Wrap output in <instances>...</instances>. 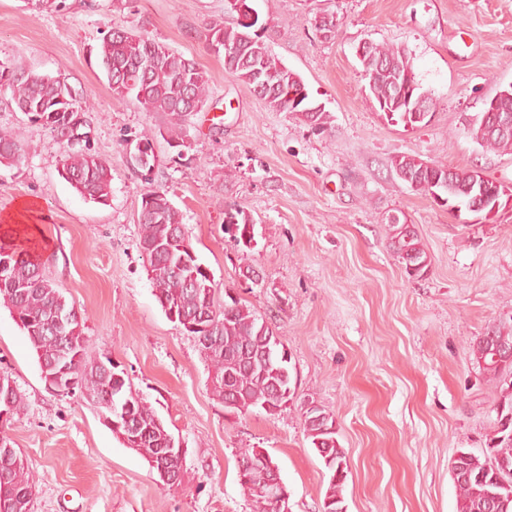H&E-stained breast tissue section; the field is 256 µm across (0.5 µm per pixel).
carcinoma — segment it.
Masks as SVG:
<instances>
[{
  "label": "carcinoma",
  "instance_id": "1",
  "mask_svg": "<svg viewBox=\"0 0 512 512\" xmlns=\"http://www.w3.org/2000/svg\"><path fill=\"white\" fill-rule=\"evenodd\" d=\"M252 0H234L230 6L232 21L211 23L206 28L205 40L210 51L224 57V70L243 82L253 93L275 112H289L310 128L324 132L331 127V113L318 110L317 116L310 109L318 102L310 95L299 74L288 68L271 51L265 33L268 22L259 18L245 22L255 11ZM98 56L112 90L123 98L139 103L146 111L162 113L168 117L164 129L143 132L139 143L145 148L146 161L138 163L143 170H151L154 160L152 140L160 135L168 146L182 157L191 145L186 143L187 112L179 100L181 87H187L204 106L210 98L208 80L196 62L169 50L143 32L115 29L107 30L99 44ZM368 79L369 96L381 113L393 123L416 126L413 121L414 99L402 90L403 79L412 75L414 94L426 92L407 52L388 43H368L360 57ZM140 74L142 78L129 83L117 78V73ZM0 91L9 94L7 104L23 113L31 123L48 130L54 137H66V150L61 159L59 176L84 200L106 204L112 192V168L92 150L90 139L93 129L92 111L88 96L77 100V93L62 75L51 76L33 69L21 60L0 61ZM498 112L512 116V88L494 95ZM84 116V123L69 129L76 115ZM482 114L469 123L467 132L485 150L495 153H512V131L489 136L482 128ZM25 158V142L21 130L0 131V167H12ZM396 175L409 174L414 181L409 188L425 195L439 194L443 205L466 206L472 197L479 178L475 170H448L436 161L426 162L412 155H398L391 161ZM224 217L234 219V227L224 228V233L237 242L253 229L252 220L243 212H224ZM140 233L137 246L144 259V269L152 284L155 297L163 311L175 307L189 319L201 313L215 315V327L208 342L200 341L197 330L182 326L197 338L200 356L209 373L210 392L223 404L234 400L232 411L247 412L255 407L275 414L292 400L278 396L276 387L287 391L291 381H282L281 372H290L291 357L282 343L275 344L277 359L266 373L260 375L249 369L246 349L257 346L260 336L278 339L277 333L263 317L257 315L241 300L229 297L220 304L216 299V284L198 257L190 254V240L179 236L183 214L160 188H150L142 196ZM390 247L403 264L406 274L419 278L427 273L430 258L412 224H389ZM9 262L13 273L10 281L0 282V305L6 307L15 322L28 338L38 364L50 363L58 358L60 347L50 331L56 310H72L58 285L39 273L45 262L41 255L19 244L0 241V262ZM84 318L74 319L65 325L64 334L70 336L73 352L79 354L73 363L75 386L101 402L108 396L130 399L134 403V422L138 424L141 438L131 446L148 461L166 447L169 430L142 396H133L122 369L112 371L120 378L109 377L103 361L88 358ZM492 336H480L473 343L472 354L476 363L495 385L498 394L497 419L493 431L486 435L484 447L476 454L464 449L457 452L452 470L456 489L455 512H512V361L495 358V347L502 343L512 345V325L500 323L491 328ZM9 399L7 409L14 414L23 407L19 389L0 391V404ZM304 427L312 448L322 459L329 473L323 500V512H338L343 508L342 496L348 471L343 467L344 451L336 432L332 430L335 419L317 405L312 409L302 407ZM242 459L251 460L250 466L239 478L251 512H277L270 497L260 495L256 489L266 485L270 467L258 457L256 448H243ZM34 490V481L26 460L20 452L9 459L0 456V500L17 499Z\"/></svg>",
  "mask_w": 512,
  "mask_h": 512
}]
</instances>
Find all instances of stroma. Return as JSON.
I'll use <instances>...</instances> for the list:
<instances>
[{"label": "stroma", "mask_w": 512, "mask_h": 512, "mask_svg": "<svg viewBox=\"0 0 512 512\" xmlns=\"http://www.w3.org/2000/svg\"><path fill=\"white\" fill-rule=\"evenodd\" d=\"M273 53L333 116L318 133L268 111L208 50L207 25L226 0H66L35 9L0 0V61L65 76L90 96L91 146L112 167V195L82 200L58 175L62 144L0 104V129L24 127L26 157L0 167V216L23 198L50 221L45 273L85 318L88 355L111 358L181 438L184 481L160 485L87 397L46 389L28 339L0 306V369L24 408L0 422L37 481L35 512H250L237 476L241 449H266L291 493L292 512H322L328 475L301 420L315 401L336 421L345 452L347 512H455L451 461L481 447L496 422L495 393L473 341L512 318V215L464 224L412 191L391 160L409 154L512 182V155L486 152L467 125L512 84V0H254ZM333 16L324 36L316 17ZM148 33L194 60L212 108L187 122L191 148L154 142L151 172L133 155L163 115L113 94L97 57L109 28ZM400 46L433 98L416 128L388 122L368 95L356 55L365 41ZM167 190L185 233L219 288L275 328L290 357L292 401L274 415L227 411L208 387L192 336L167 319L137 248L141 197ZM253 220L251 245L224 232V210ZM414 224L431 258L411 278L389 246L390 216ZM258 270L244 281L240 267Z\"/></svg>", "instance_id": "35a3bbf8"}]
</instances>
